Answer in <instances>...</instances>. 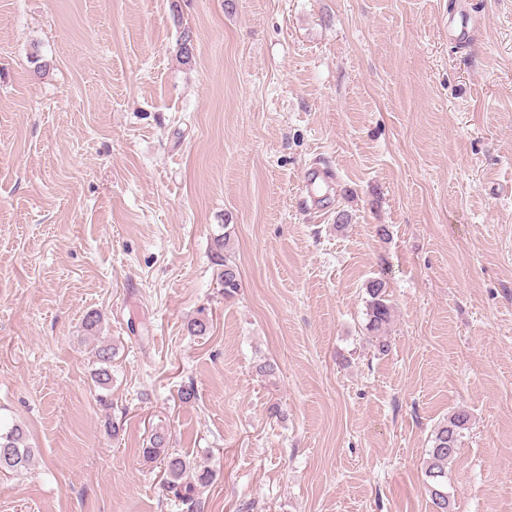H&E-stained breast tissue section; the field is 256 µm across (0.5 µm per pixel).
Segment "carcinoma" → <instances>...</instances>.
<instances>
[{"instance_id": "1", "label": "carcinoma", "mask_w": 512, "mask_h": 512, "mask_svg": "<svg viewBox=\"0 0 512 512\" xmlns=\"http://www.w3.org/2000/svg\"><path fill=\"white\" fill-rule=\"evenodd\" d=\"M227 235H218L212 242V254L219 267L218 280L224 295L230 297L241 288L239 272L235 264L224 255ZM367 301L366 328L377 336L379 350L386 351L388 344L381 333L385 332L392 317L386 281L374 278L366 283ZM115 348L106 343L95 348L94 356L100 364L94 372L95 382L106 386L112 381L110 367ZM470 415L464 409L448 414L433 430L431 447L428 448L427 466L424 471L425 483L437 512H450L448 500V464L459 454L464 433L469 428ZM143 456L160 462L164 474V490L186 512H201L202 501L197 497L200 489L211 485L215 479L213 470L191 462L187 457L169 450L167 434L155 430L149 437V444L143 448ZM34 457V448L28 443L24 429L13 425L0 431V471L22 473L29 469Z\"/></svg>"}]
</instances>
